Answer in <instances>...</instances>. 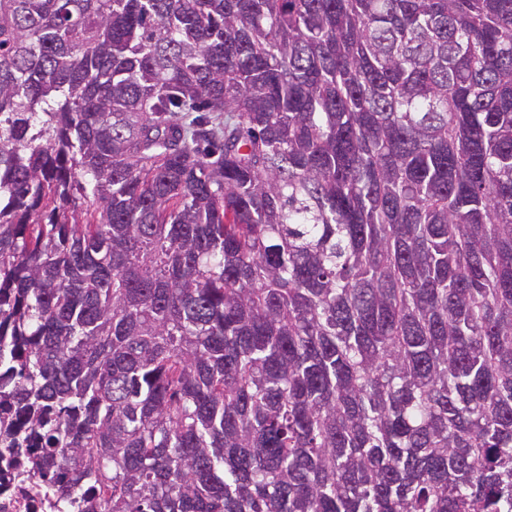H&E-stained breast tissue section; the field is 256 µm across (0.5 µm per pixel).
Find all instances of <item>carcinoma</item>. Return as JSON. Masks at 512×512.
Returning <instances> with one entry per match:
<instances>
[{"mask_svg":"<svg viewBox=\"0 0 512 512\" xmlns=\"http://www.w3.org/2000/svg\"><path fill=\"white\" fill-rule=\"evenodd\" d=\"M0 442L81 512H512V0H0Z\"/></svg>","mask_w":512,"mask_h":512,"instance_id":"1","label":"carcinoma"}]
</instances>
